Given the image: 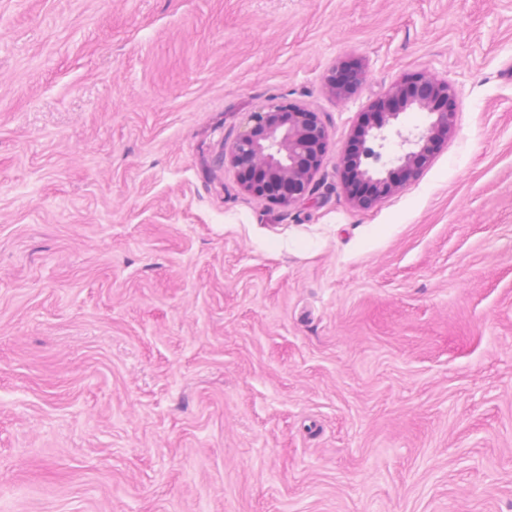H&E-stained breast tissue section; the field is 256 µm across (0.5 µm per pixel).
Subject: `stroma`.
I'll return each instance as SVG.
<instances>
[{"mask_svg":"<svg viewBox=\"0 0 512 512\" xmlns=\"http://www.w3.org/2000/svg\"><path fill=\"white\" fill-rule=\"evenodd\" d=\"M414 72L455 131L354 207ZM273 99L320 204L221 160ZM0 512H512V0H0ZM338 67L342 69L341 79L336 81V68H334L326 77V86L334 97L345 99L363 83L365 78L359 67L356 69L348 63ZM456 98V90L447 79L428 72L414 73L391 85L370 110L360 113L351 132L360 149L352 179L372 187L374 198L369 203L363 202L344 184L354 206L375 205L418 177L453 133ZM415 110L427 112L428 121L422 126L406 128L404 117ZM365 112H377L378 120L360 125ZM393 136L398 139V150L387 155L386 144Z\"/></svg>","mask_w":512,"mask_h":512,"instance_id":"35a3bbf8","label":"stroma"}]
</instances>
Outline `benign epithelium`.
Here are the masks:
<instances>
[{"mask_svg":"<svg viewBox=\"0 0 512 512\" xmlns=\"http://www.w3.org/2000/svg\"><path fill=\"white\" fill-rule=\"evenodd\" d=\"M340 68L341 79L333 69L326 86L333 96L345 99L363 83L364 74L347 63ZM456 98L448 80L428 72L411 74L383 92L371 108L378 120L357 122L352 130L360 149L352 179L374 191L369 203L347 193L354 206L375 205L418 177L453 133ZM415 110L427 113L428 121L405 127V115ZM327 147V128L319 113L275 102L247 113L236 137L224 147V162L246 192L291 207L312 200Z\"/></svg>","mask_w":512,"mask_h":512,"instance_id":"7a95c632","label":"benign epithelium"}]
</instances>
